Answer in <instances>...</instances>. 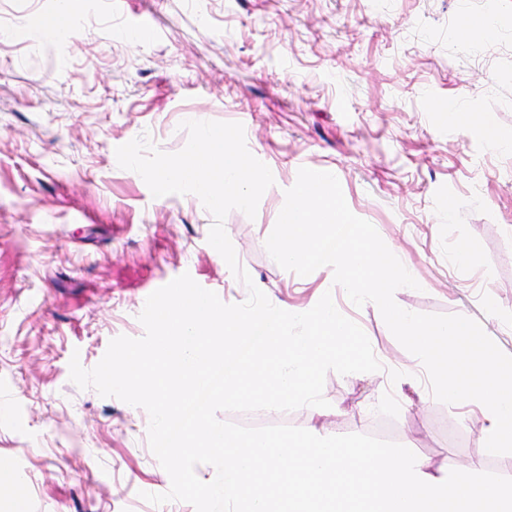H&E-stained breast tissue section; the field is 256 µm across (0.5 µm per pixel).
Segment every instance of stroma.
<instances>
[{
	"label": "stroma",
	"mask_w": 512,
	"mask_h": 512,
	"mask_svg": "<svg viewBox=\"0 0 512 512\" xmlns=\"http://www.w3.org/2000/svg\"><path fill=\"white\" fill-rule=\"evenodd\" d=\"M52 7L0 0V462L22 498L0 496V512H195L142 498L170 488L147 412L69 372L71 357L90 369L112 338L142 337L144 300L181 274L227 304L248 295L209 244L199 197H153L117 164L116 148L145 134L181 150L186 120L241 123L273 174L255 218L234 210L224 221L255 285L277 306L331 293L382 364L328 373L329 414L219 419L409 441L434 467L473 461L512 478V457L490 455L460 410L421 403L428 377L376 305L332 288V268L301 277L265 248L299 169L329 170L418 281L396 303L468 312L512 353L501 323L512 311V150L485 134L512 142V0H73L72 35L48 40ZM490 8L493 37L455 36L460 11ZM450 107L484 126L449 123ZM462 243L472 267L454 258ZM386 394L407 415L380 405Z\"/></svg>",
	"instance_id": "35a3bbf8"
}]
</instances>
